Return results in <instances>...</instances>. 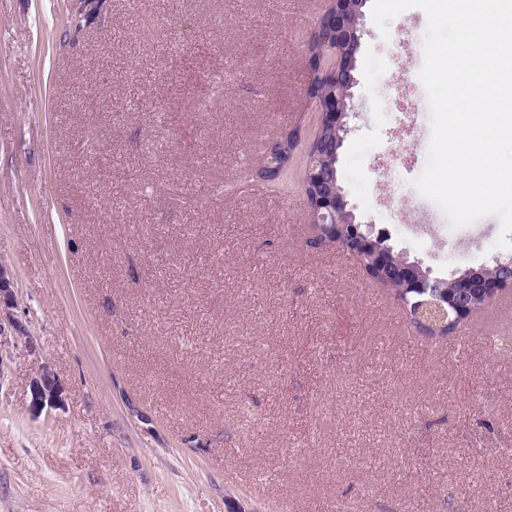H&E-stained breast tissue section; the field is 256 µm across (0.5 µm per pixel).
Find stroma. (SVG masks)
Listing matches in <instances>:
<instances>
[{"instance_id":"stroma-1","label":"stroma","mask_w":512,"mask_h":512,"mask_svg":"<svg viewBox=\"0 0 512 512\" xmlns=\"http://www.w3.org/2000/svg\"><path fill=\"white\" fill-rule=\"evenodd\" d=\"M325 0H0V512H512V326L435 342L333 246L299 180ZM365 0L339 184L434 275L501 257L412 181L426 16ZM416 103L414 130L393 100ZM299 129L288 188L252 160ZM50 363L65 389L35 412ZM32 405L35 409L45 406L61 407L63 391L57 375L50 364L43 363L35 377L31 380Z\"/></svg>"}]
</instances>
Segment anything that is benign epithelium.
<instances>
[{
  "instance_id": "benign-epithelium-1",
  "label": "benign epithelium",
  "mask_w": 512,
  "mask_h": 512,
  "mask_svg": "<svg viewBox=\"0 0 512 512\" xmlns=\"http://www.w3.org/2000/svg\"><path fill=\"white\" fill-rule=\"evenodd\" d=\"M363 2L352 4L351 0H328L326 9L321 13L310 41L320 45V52L308 57V65L312 75L316 76L323 90L312 93L306 90L305 95L317 116V127L330 126L338 131L344 130V118L347 110V99L351 97L354 84L352 71L355 67L356 55L359 50V29L357 25L360 8ZM341 142L324 148L318 138L310 143L308 159L302 174L301 184L318 186L316 197L308 202V216L315 229L326 226L342 225V229H350L355 249L369 253L380 264L386 263V256L380 251L376 238L369 231L363 232L360 225L347 209L348 203L341 186L338 184L336 163ZM293 154L283 155L277 143H272L257 160L258 169L278 171L288 168ZM394 279L388 282L391 288H398L402 293L415 291L426 296V299L414 304V321L417 325L433 322L446 324L453 321L464 325L472 316L468 304L461 296L473 292L475 288H498L505 290L512 287V275L501 272V265H496L492 276L478 283L466 272L455 280V291L444 295L439 290L440 279L431 275V271L422 267L417 261L406 260L395 264ZM15 305L14 294L6 268L0 264V307ZM63 391L57 375L50 364L43 363L35 377L31 380L32 405L36 409L46 406L60 407L63 405Z\"/></svg>"
}]
</instances>
